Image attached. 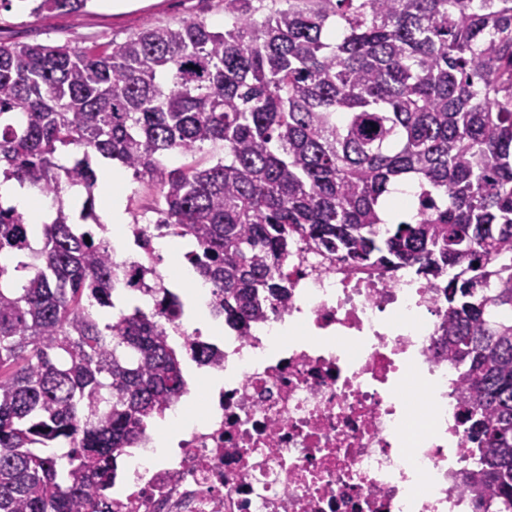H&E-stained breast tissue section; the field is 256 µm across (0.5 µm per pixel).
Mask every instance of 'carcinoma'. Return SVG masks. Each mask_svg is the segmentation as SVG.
Returning <instances> with one entry per match:
<instances>
[{"label": "carcinoma", "instance_id": "cac0c4a2", "mask_svg": "<svg viewBox=\"0 0 512 512\" xmlns=\"http://www.w3.org/2000/svg\"><path fill=\"white\" fill-rule=\"evenodd\" d=\"M90 0H32L48 19ZM210 150L211 163L166 164ZM156 188L161 226L214 304L247 328L288 298V258L415 269L448 306L442 348L464 383L480 512H512V0H224L111 49L0 41V175L50 195L24 235L0 202V512H81L182 394L165 324L115 308L92 157ZM414 212L380 218L397 183ZM90 241H85V238ZM159 312L165 287L147 288ZM62 441L68 467L45 452Z\"/></svg>", "mask_w": 512, "mask_h": 512}]
</instances>
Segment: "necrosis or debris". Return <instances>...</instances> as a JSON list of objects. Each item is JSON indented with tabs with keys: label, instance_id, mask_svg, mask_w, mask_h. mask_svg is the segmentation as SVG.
<instances>
[{
	"label": "necrosis or debris",
	"instance_id": "4bbe7bcc",
	"mask_svg": "<svg viewBox=\"0 0 512 512\" xmlns=\"http://www.w3.org/2000/svg\"><path fill=\"white\" fill-rule=\"evenodd\" d=\"M127 238L138 254L112 263L134 294L160 238L150 224ZM288 279L287 300L246 335L184 334L185 368L224 384L172 454L113 489L109 512H475L436 288L301 246Z\"/></svg>",
	"mask_w": 512,
	"mask_h": 512
}]
</instances>
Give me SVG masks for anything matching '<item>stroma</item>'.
Returning a JSON list of instances; mask_svg holds the SVG:
<instances>
[{
    "mask_svg": "<svg viewBox=\"0 0 512 512\" xmlns=\"http://www.w3.org/2000/svg\"><path fill=\"white\" fill-rule=\"evenodd\" d=\"M188 18L224 27V0H125L122 10L91 0L87 11L61 13L43 20L18 6L0 8V40L86 48L119 44L149 25L175 24Z\"/></svg>",
    "mask_w": 512,
    "mask_h": 512,
    "instance_id": "stroma-1",
    "label": "stroma"
}]
</instances>
